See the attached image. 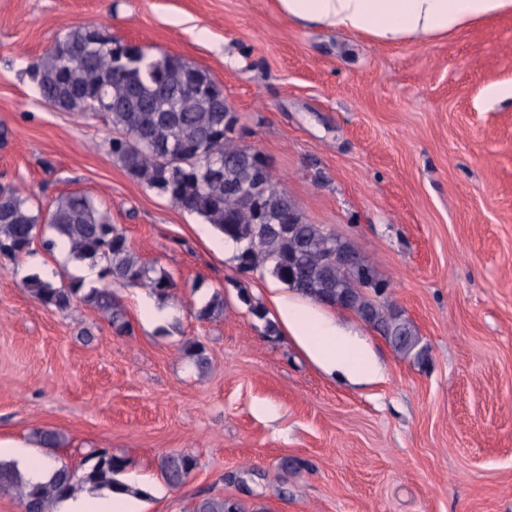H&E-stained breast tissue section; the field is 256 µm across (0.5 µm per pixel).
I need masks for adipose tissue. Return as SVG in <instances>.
<instances>
[{
    "mask_svg": "<svg viewBox=\"0 0 512 512\" xmlns=\"http://www.w3.org/2000/svg\"><path fill=\"white\" fill-rule=\"evenodd\" d=\"M288 21L322 24L385 44L445 36L473 23L512 13V0H274ZM288 334L328 373L370 378L379 368L355 333L288 292L272 298Z\"/></svg>",
    "mask_w": 512,
    "mask_h": 512,
    "instance_id": "adipose-tissue-1",
    "label": "adipose tissue"
}]
</instances>
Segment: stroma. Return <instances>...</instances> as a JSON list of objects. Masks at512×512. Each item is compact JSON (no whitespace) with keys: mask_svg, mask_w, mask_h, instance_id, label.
<instances>
[{"mask_svg":"<svg viewBox=\"0 0 512 512\" xmlns=\"http://www.w3.org/2000/svg\"><path fill=\"white\" fill-rule=\"evenodd\" d=\"M79 24L208 70L238 142L387 282L428 362L341 308L381 367L373 380L337 378L268 332L278 280L241 272L220 233L202 238L199 216L133 180L101 121L40 99L29 64ZM498 84L512 85V14L387 45L288 22L273 0H0V184L44 210L92 196L176 284L153 319L146 288L117 289L121 335L25 286L33 273L95 286L89 263L38 240L1 261L0 441L56 432L51 458L79 474L98 451L126 457L130 512H192L201 495L244 512H512V98L489 97ZM216 294L223 313L197 320ZM171 452L197 462L178 487L158 468Z\"/></svg>","mask_w":512,"mask_h":512,"instance_id":"stroma-1","label":"stroma"}]
</instances>
